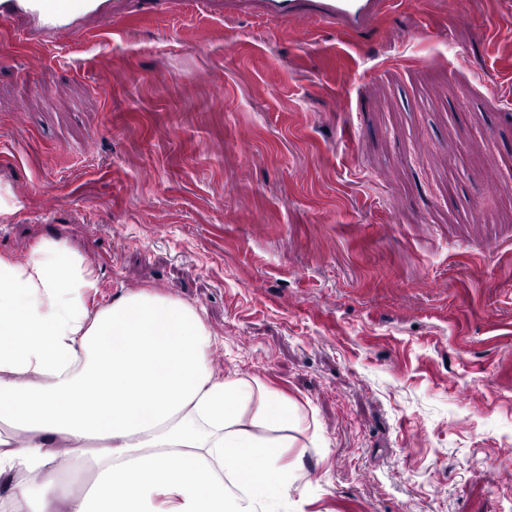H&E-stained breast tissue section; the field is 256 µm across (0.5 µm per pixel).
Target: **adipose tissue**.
Returning a JSON list of instances; mask_svg holds the SVG:
<instances>
[{"label":"adipose tissue","mask_w":512,"mask_h":512,"mask_svg":"<svg viewBox=\"0 0 512 512\" xmlns=\"http://www.w3.org/2000/svg\"><path fill=\"white\" fill-rule=\"evenodd\" d=\"M96 286L61 241L0 257V497L35 512H294L282 450L304 425L296 404L217 374L188 303L139 290L93 311ZM66 469L90 478L72 489Z\"/></svg>","instance_id":"adipose-tissue-1"}]
</instances>
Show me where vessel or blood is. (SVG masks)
<instances>
[{
	"instance_id": "1",
	"label": "vessel or blood",
	"mask_w": 512,
	"mask_h": 512,
	"mask_svg": "<svg viewBox=\"0 0 512 512\" xmlns=\"http://www.w3.org/2000/svg\"><path fill=\"white\" fill-rule=\"evenodd\" d=\"M130 0H0V19L26 17L35 35L58 31L82 32L91 17H110L120 23ZM392 0H316L321 23L350 37L370 30L388 13ZM264 15L279 22L296 24L306 20L301 0H260Z\"/></svg>"
}]
</instances>
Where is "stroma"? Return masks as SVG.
I'll return each mask as SVG.
<instances>
[{
	"label": "stroma",
	"instance_id": "obj_1",
	"mask_svg": "<svg viewBox=\"0 0 512 512\" xmlns=\"http://www.w3.org/2000/svg\"><path fill=\"white\" fill-rule=\"evenodd\" d=\"M454 8L0 23V256L62 241L90 308L193 306L216 372L297 402L298 512H512V50L499 5ZM392 0H317L321 23L333 26L345 37L370 30L389 12Z\"/></svg>",
	"mask_w": 512,
	"mask_h": 512
}]
</instances>
